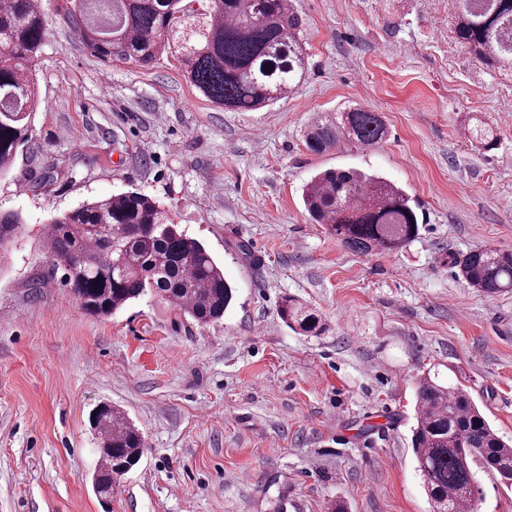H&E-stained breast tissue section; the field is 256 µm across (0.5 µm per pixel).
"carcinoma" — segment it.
<instances>
[{"label": "carcinoma", "instance_id": "carcinoma-1", "mask_svg": "<svg viewBox=\"0 0 512 512\" xmlns=\"http://www.w3.org/2000/svg\"><path fill=\"white\" fill-rule=\"evenodd\" d=\"M66 0L64 17L84 46L104 61L135 67L165 53L210 102L251 111L289 94L304 73L300 20L284 0ZM458 41L494 69L512 68V0H456ZM46 36L41 0H0V175L28 140L37 92L32 64ZM387 136L383 116L358 105L318 114L305 133L308 149L340 144L369 148ZM306 211L350 250L394 252L417 238L419 219L406 191L361 170L329 169L302 189ZM22 231V218L0 211V262ZM45 242L66 286L93 316L107 317L151 293L199 325L224 318L234 288L224 269L179 229L154 198L137 191L87 201L49 220ZM473 288L495 295L512 288V254L477 247L452 258ZM280 316L303 333L321 331L318 316L287 298ZM411 446L433 512H477L475 469L512 481V445L491 427L469 392L439 373L416 382ZM95 430L101 456L93 474L111 489L141 459L145 441L117 408L107 406Z\"/></svg>", "mask_w": 512, "mask_h": 512}]
</instances>
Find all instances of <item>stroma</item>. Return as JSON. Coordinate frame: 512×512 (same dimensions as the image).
<instances>
[{
    "mask_svg": "<svg viewBox=\"0 0 512 512\" xmlns=\"http://www.w3.org/2000/svg\"><path fill=\"white\" fill-rule=\"evenodd\" d=\"M63 6L43 0L41 105L0 177V210L25 223L0 270V512H432L411 448L418 377L462 384L512 440V290L484 295L451 263L512 253V72L457 42L452 0H294L300 85L228 112L175 56L98 59ZM348 104L381 113L386 139L310 152L309 121ZM327 169L402 186L417 239L362 255L313 223L302 189ZM132 190L223 265L236 292L222 320L150 294L92 316L53 270L47 221ZM288 296L320 334L282 321ZM104 402L145 439L108 499L89 421Z\"/></svg>",
    "mask_w": 512,
    "mask_h": 512,
    "instance_id": "1",
    "label": "stroma"
}]
</instances>
